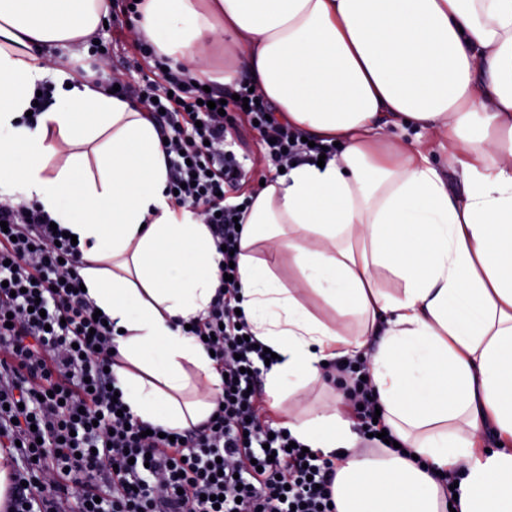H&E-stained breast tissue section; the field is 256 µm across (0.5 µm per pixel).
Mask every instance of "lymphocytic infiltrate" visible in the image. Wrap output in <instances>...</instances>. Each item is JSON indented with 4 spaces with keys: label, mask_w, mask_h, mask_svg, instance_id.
Instances as JSON below:
<instances>
[{
    "label": "lymphocytic infiltrate",
    "mask_w": 512,
    "mask_h": 512,
    "mask_svg": "<svg viewBox=\"0 0 512 512\" xmlns=\"http://www.w3.org/2000/svg\"><path fill=\"white\" fill-rule=\"evenodd\" d=\"M140 49L154 59L155 79L106 84L141 105L166 137L170 204L207 224L229 263L242 212L223 190L240 181L242 165L231 125L213 108L225 93L193 86L189 69L168 68L149 43ZM238 94L233 107L257 121L266 161L280 168L323 155L322 144L308 146L299 131L269 119L257 92L243 86ZM1 221L0 447L12 470L0 512H333L336 455L290 448L283 428L263 416L257 384L266 355L235 312L237 281H221L206 314L190 321L224 376L216 408L162 438L113 400L112 329L94 320L96 307L80 289L79 247L56 238L38 205H1ZM332 369L363 433H380L365 363Z\"/></svg>",
    "instance_id": "lymphocytic-infiltrate-1"
}]
</instances>
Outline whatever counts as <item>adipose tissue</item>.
Instances as JSON below:
<instances>
[{
  "label": "adipose tissue",
  "mask_w": 512,
  "mask_h": 512,
  "mask_svg": "<svg viewBox=\"0 0 512 512\" xmlns=\"http://www.w3.org/2000/svg\"><path fill=\"white\" fill-rule=\"evenodd\" d=\"M137 30L170 66L236 89L336 144L295 163L243 220L238 307L278 360L273 405L366 361L400 444L364 456L340 411L288 421L338 454L337 512H512V0H141ZM103 0H0V197L37 201L76 235L87 295L112 322L115 386L167 430L208 419L222 378L180 324L220 284L214 239L171 208L162 143L140 106L78 80L49 49L100 27ZM225 46L214 70L208 46ZM52 101L22 117L37 84ZM460 150L461 192L421 145ZM287 254L281 280L269 260ZM394 281L383 287L381 278ZM202 395L183 397L188 375ZM498 445L478 449L482 434ZM417 130H410L407 134H403L400 130L393 131V138L396 141L410 143L415 139H419L429 149V157L432 164L438 169L448 172V188L453 191H461V166L453 163L451 166V157L448 154V140L432 130H420L416 136ZM454 169L456 172H454Z\"/></svg>",
  "instance_id": "obj_1"
}]
</instances>
